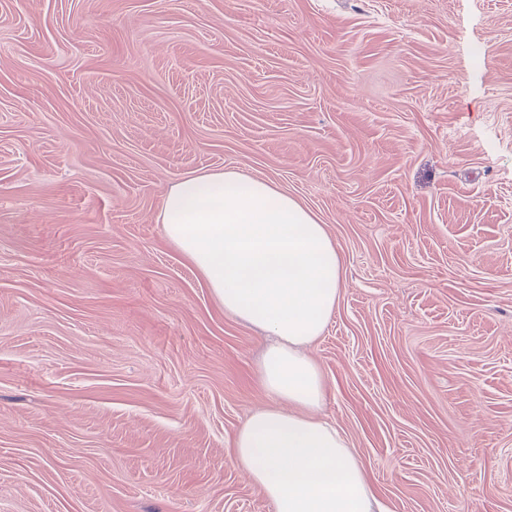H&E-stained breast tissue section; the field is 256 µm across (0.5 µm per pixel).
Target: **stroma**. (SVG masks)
I'll return each mask as SVG.
<instances>
[{
    "label": "stroma",
    "mask_w": 512,
    "mask_h": 512,
    "mask_svg": "<svg viewBox=\"0 0 512 512\" xmlns=\"http://www.w3.org/2000/svg\"><path fill=\"white\" fill-rule=\"evenodd\" d=\"M215 168L335 240L307 352L390 512H512V0H0V512H273L265 340L156 220Z\"/></svg>",
    "instance_id": "stroma-1"
}]
</instances>
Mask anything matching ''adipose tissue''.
<instances>
[{
  "mask_svg": "<svg viewBox=\"0 0 512 512\" xmlns=\"http://www.w3.org/2000/svg\"><path fill=\"white\" fill-rule=\"evenodd\" d=\"M157 220L225 312L270 336L265 398L236 431L232 458L274 512H388L338 427L319 417L327 382L307 347L344 286L325 226L272 181L237 170L179 177Z\"/></svg>",
  "mask_w": 512,
  "mask_h": 512,
  "instance_id": "1",
  "label": "adipose tissue"
}]
</instances>
